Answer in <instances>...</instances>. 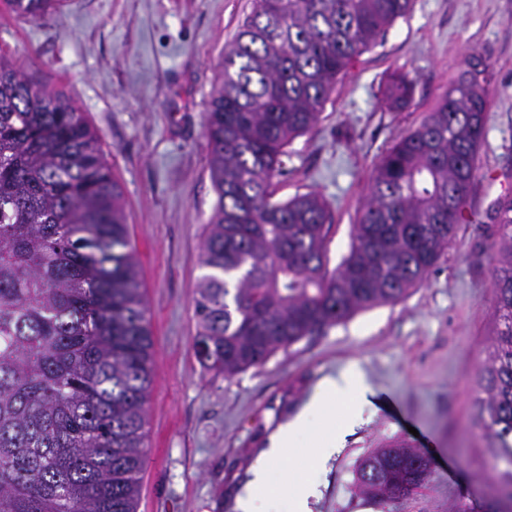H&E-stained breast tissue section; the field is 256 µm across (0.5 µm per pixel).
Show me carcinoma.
I'll return each mask as SVG.
<instances>
[{
  "instance_id": "1",
  "label": "carcinoma",
  "mask_w": 512,
  "mask_h": 512,
  "mask_svg": "<svg viewBox=\"0 0 512 512\" xmlns=\"http://www.w3.org/2000/svg\"><path fill=\"white\" fill-rule=\"evenodd\" d=\"M33 22L61 0H0ZM411 0H252L206 113L217 200L196 286L194 353L230 379L354 315L396 303L454 243L477 177L489 65L463 72L375 167L349 253L328 272L320 197L273 199L281 157L336 82ZM412 84L390 78L403 108ZM495 322L477 421L512 484V198L496 211ZM152 336L123 192L75 102L0 56V512H137L153 385ZM407 443L360 461L383 504L423 488Z\"/></svg>"
}]
</instances>
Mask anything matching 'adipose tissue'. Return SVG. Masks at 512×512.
<instances>
[{
    "label": "adipose tissue",
    "instance_id": "ef3b65f1",
    "mask_svg": "<svg viewBox=\"0 0 512 512\" xmlns=\"http://www.w3.org/2000/svg\"><path fill=\"white\" fill-rule=\"evenodd\" d=\"M373 393L364 371L355 363L338 375L322 379L294 416L268 432L265 446L259 449L246 483L228 503L230 512H278L277 506L283 498L288 501L289 512H312L320 496L317 484L309 480L278 484L273 480L274 470H288L289 449L301 436L311 432L314 420L331 421L330 415L338 403L347 400L364 402ZM331 423L329 436L317 441L311 456L314 468L327 467L346 436L359 425L360 418L350 413Z\"/></svg>",
    "mask_w": 512,
    "mask_h": 512
}]
</instances>
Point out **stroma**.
Listing matches in <instances>:
<instances>
[{
	"label": "stroma",
	"instance_id": "obj_1",
	"mask_svg": "<svg viewBox=\"0 0 512 512\" xmlns=\"http://www.w3.org/2000/svg\"><path fill=\"white\" fill-rule=\"evenodd\" d=\"M251 8V0H66L38 23L0 8V55L76 102L123 191L154 343L138 512H225L270 428L353 363L377 394L345 447L325 472L312 468L311 448L290 452L289 480L321 485L314 512H382L357 492L353 472L396 440L432 463L425 487L393 512L461 503L512 512V486L495 470L476 405L495 320L493 215L512 198V0H412L342 76L317 125L288 146L275 180L276 199L323 197L332 223L327 268L335 270L375 164L479 52L492 99L466 203L471 219L427 280L404 300L358 311L227 380L194 355V289L216 201L206 113L224 48ZM395 72L414 84L402 109L385 102Z\"/></svg>",
	"mask_w": 512,
	"mask_h": 512
}]
</instances>
